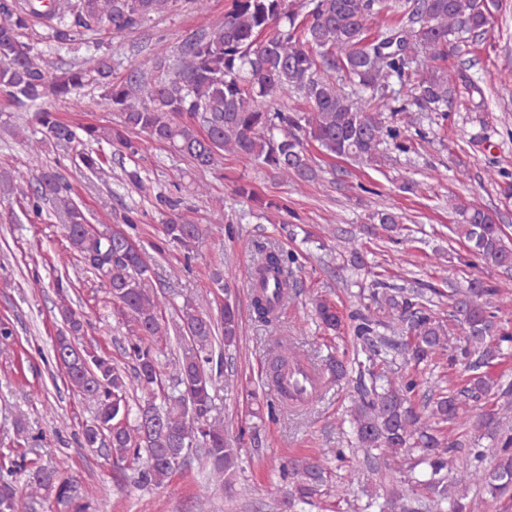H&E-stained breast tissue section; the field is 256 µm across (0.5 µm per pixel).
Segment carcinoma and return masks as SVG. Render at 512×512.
I'll return each mask as SVG.
<instances>
[{
  "instance_id": "carcinoma-1",
  "label": "carcinoma",
  "mask_w": 512,
  "mask_h": 512,
  "mask_svg": "<svg viewBox=\"0 0 512 512\" xmlns=\"http://www.w3.org/2000/svg\"><path fill=\"white\" fill-rule=\"evenodd\" d=\"M171 0H0V97L14 104L66 99L89 84L103 90L105 103L121 112V125H90L83 129L89 142L133 150L132 133H145L186 157L197 169L217 166L222 153H234L263 164L283 178L316 179L321 166L307 144L316 143L332 158L351 159L369 166L384 151H407L413 125L409 106L442 112L448 106L452 79L436 62L448 56V44L462 34H483L488 25V0H231L224 24L187 38L178 56L158 60L162 76L149 80L135 72L123 82L112 81V59L103 54L65 70H54L44 55L26 41L33 21L41 20L47 38L61 46L76 36L110 29L115 34L134 30L152 14L164 12ZM389 10L400 25L377 38L367 36L366 23ZM398 85L395 105L387 91ZM295 93L307 108L295 109L281 99ZM390 112L385 116L384 112ZM43 139L69 146L79 139L74 127L55 112L36 113ZM29 211L40 217L49 204L63 222L73 255L89 273L106 279L113 313L125 328L127 374L112 359L93 348H77L73 339L85 335V315L73 308L68 276L53 283L58 314L67 333L56 337L53 356L65 366L67 388L89 402L94 421L104 426L92 438L88 428L81 442L100 448L117 461L141 464L140 483L162 487L174 473L168 460L179 440L188 434L202 440L207 464L219 480L234 472L238 449L224 436V426L209 423L212 411V348L221 339L224 348L240 337L238 310L224 302L220 321L187 305L181 320L186 333L182 354L171 360L178 395L159 407L151 401L131 414L129 382L152 389L162 386L155 353L167 342L161 323L160 297L142 288L150 271L149 256L140 248L128 249L131 237L118 230L99 231L88 224L72 195L70 182L59 172H41L38 185L19 190ZM172 211L162 225L164 242L187 251L195 247L202 228L176 213L180 201L166 198ZM458 215L450 232L469 255L486 270L512 274V244L504 227L489 210L470 202L451 200ZM379 226L390 233L403 229L402 216L392 211L376 214ZM292 253L262 246L252 276H260L255 312L264 323L292 291L271 273L291 274ZM378 315L355 318L354 336L366 361L354 359L359 377L368 378L354 413L355 448L367 458L390 461L403 481L422 486L431 503L398 497L401 504H385L395 512H426L448 505V512H470L467 489L476 487L495 503L512 500V428L503 419L512 407L499 403L496 384L483 368L512 353V331L501 314L512 303L492 278L475 277L448 294L449 319L443 320L423 292L401 286L372 293ZM316 318L332 331L343 321L334 303L317 298ZM406 338L401 349L414 366L463 368L462 386H448L418 404L422 387L408 370H378L374 357L387 344L379 328ZM222 336H217V333ZM154 412L158 424L148 429L141 414ZM448 424L464 433L475 431L497 448L490 467L473 461L458 464L455 457L466 444L442 434ZM288 480L291 500L307 503L327 482L324 466L306 459L280 466ZM30 494L19 492L13 481L0 478V512H29L30 498L38 493L68 509L89 512L90 489L56 469L35 465L29 471Z\"/></svg>"
}]
</instances>
